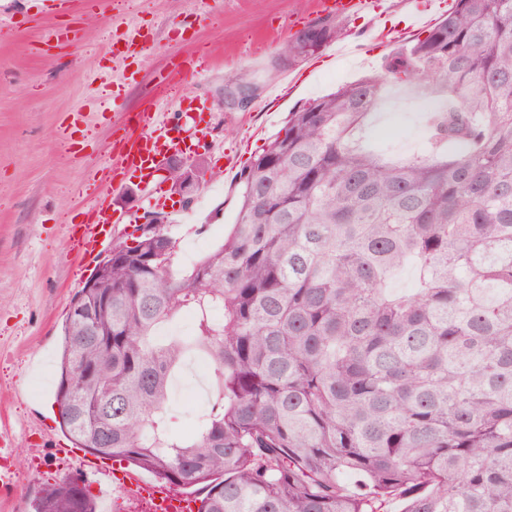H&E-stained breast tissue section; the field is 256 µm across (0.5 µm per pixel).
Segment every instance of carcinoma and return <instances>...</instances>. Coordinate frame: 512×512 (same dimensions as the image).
Instances as JSON below:
<instances>
[{
  "label": "carcinoma",
  "mask_w": 512,
  "mask_h": 512,
  "mask_svg": "<svg viewBox=\"0 0 512 512\" xmlns=\"http://www.w3.org/2000/svg\"><path fill=\"white\" fill-rule=\"evenodd\" d=\"M420 81L448 93L420 151L364 148L385 86ZM240 184L232 232L190 269L161 224L72 299L56 401L74 447L194 487L197 512H512V0H455L291 110ZM406 265L418 287L389 292ZM186 313L193 335L154 338ZM191 352L216 394L186 440L167 401ZM74 482L33 512H96Z\"/></svg>",
  "instance_id": "cac0c4a2"
}]
</instances>
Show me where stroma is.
Returning a JSON list of instances; mask_svg holds the SVG:
<instances>
[{
  "label": "stroma",
  "mask_w": 512,
  "mask_h": 512,
  "mask_svg": "<svg viewBox=\"0 0 512 512\" xmlns=\"http://www.w3.org/2000/svg\"><path fill=\"white\" fill-rule=\"evenodd\" d=\"M448 0H385L383 16H338L318 0H0V425L12 435L15 489L0 512H32L40 483L79 477L77 460L57 456L67 435L56 391L63 326L88 277L70 246L98 201L125 221L109 224L107 244L130 240L145 213L169 215L179 241L177 270L189 268L230 231L239 175L284 126L294 107L377 70L392 44L368 38L372 26L409 28L447 15ZM342 39L292 64L281 49L318 21ZM353 53L341 56V43ZM256 86L244 105L224 102L226 74ZM425 95L383 97L370 138L393 159L417 152L426 134ZM170 121L199 164L191 203L172 190L169 170L131 172L112 183V146L128 129L125 113ZM207 135L197 139V126ZM233 166H226V157Z\"/></svg>",
  "instance_id": "35a3bbf8"
}]
</instances>
